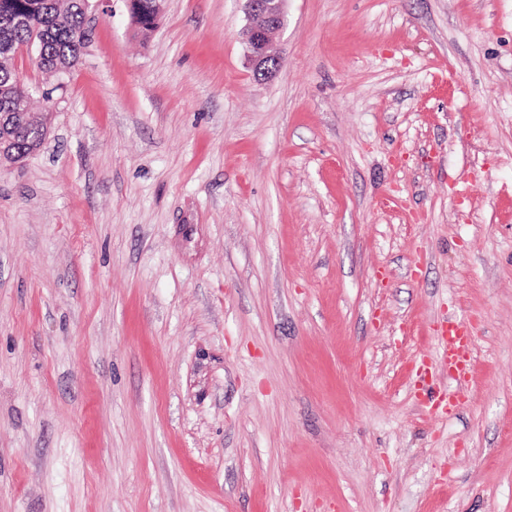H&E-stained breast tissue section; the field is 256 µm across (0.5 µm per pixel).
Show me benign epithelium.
<instances>
[{
	"label": "benign epithelium",
	"mask_w": 512,
	"mask_h": 512,
	"mask_svg": "<svg viewBox=\"0 0 512 512\" xmlns=\"http://www.w3.org/2000/svg\"><path fill=\"white\" fill-rule=\"evenodd\" d=\"M286 0H245L249 23L244 30L247 57L254 76L265 80L280 68L282 56L270 35L284 27Z\"/></svg>",
	"instance_id": "obj_1"
}]
</instances>
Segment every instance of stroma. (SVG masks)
Here are the masks:
<instances>
[{"label": "stroma", "instance_id": "35a3bbf8", "mask_svg": "<svg viewBox=\"0 0 512 512\" xmlns=\"http://www.w3.org/2000/svg\"><path fill=\"white\" fill-rule=\"evenodd\" d=\"M93 0L0 165V512H512V0ZM471 323L455 416L410 367ZM138 3L132 4L129 14L131 24H135L137 30L146 34L152 29V24L157 16L155 8L156 0H136ZM249 23L244 30L247 57L254 76L265 80L280 68L282 56L273 46L270 35L284 27L286 0H244ZM432 379L426 382L428 392L427 403L429 412L437 417H451L454 414L455 399L448 393L447 385L435 388L431 385Z\"/></svg>", "mask_w": 512, "mask_h": 512}]
</instances>
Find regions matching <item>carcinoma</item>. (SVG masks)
I'll return each instance as SVG.
<instances>
[{"label": "carcinoma", "instance_id": "obj_1", "mask_svg": "<svg viewBox=\"0 0 512 512\" xmlns=\"http://www.w3.org/2000/svg\"><path fill=\"white\" fill-rule=\"evenodd\" d=\"M156 16L155 0H138L129 14L143 34L152 29ZM88 41L85 0H0V159H22L47 134L31 115V88L16 71L15 48L34 43L39 47V68L64 74L77 63Z\"/></svg>", "mask_w": 512, "mask_h": 512}]
</instances>
